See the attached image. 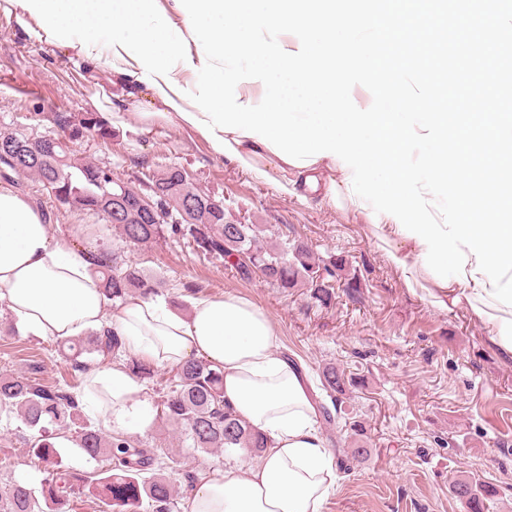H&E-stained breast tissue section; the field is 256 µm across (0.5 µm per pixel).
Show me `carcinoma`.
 I'll return each mask as SVG.
<instances>
[{"instance_id": "obj_1", "label": "carcinoma", "mask_w": 512, "mask_h": 512, "mask_svg": "<svg viewBox=\"0 0 512 512\" xmlns=\"http://www.w3.org/2000/svg\"><path fill=\"white\" fill-rule=\"evenodd\" d=\"M35 120H51L59 129L32 137L22 132H0V165L9 174H27L42 191L58 204L72 210L92 211L112 225L121 241L133 246H151L167 238L186 240L194 250L224 260V265L247 276L258 272L270 284L282 289L305 286L315 300L327 306L334 292L317 281L316 274L333 278L346 260L337 257L320 265L312 248L296 239L280 243L259 244V225L242 224L235 244L224 238V203L202 198L199 191L176 167L144 175L139 187L128 188L130 195L139 192L154 204L153 213L133 208L124 219H112V171L57 145L47 153H17L21 145H40L50 140L71 143L93 139L104 144L112 141V126L97 112L78 115L55 112L48 116L34 113ZM196 202V216L187 221L181 210L186 202ZM105 263L97 268L102 286L112 302L123 300L135 290L144 295L158 288L157 279L127 263L116 251L102 249ZM123 339L112 331L102 335L70 341L74 369H89L81 360L84 354L118 356ZM322 387L332 401L343 395L354 382L344 372L331 366L322 371ZM0 405L17 410L32 431L28 454L43 463L40 497L19 480L0 482V512H77L78 500L92 496L102 504V512H178L179 495L172 482L160 473L162 461L148 448H140L120 433L104 434L87 423L79 426L80 448L93 457H107L109 467L98 474H84L65 469L59 462L56 434L47 424H65L81 415L77 393L67 385L47 386L39 378L26 374L0 375ZM161 415L168 423L187 431L193 448L210 452L215 448H241L251 455L262 454L268 442L249 423L224 403L222 374L201 360H189L176 368L167 380L161 400ZM452 492L469 512H483L485 501L497 494L495 487L460 478Z\"/></svg>"}]
</instances>
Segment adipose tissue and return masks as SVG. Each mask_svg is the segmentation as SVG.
Listing matches in <instances>:
<instances>
[{
	"mask_svg": "<svg viewBox=\"0 0 512 512\" xmlns=\"http://www.w3.org/2000/svg\"><path fill=\"white\" fill-rule=\"evenodd\" d=\"M87 65L111 67L126 97L148 93L153 112L145 122L163 121L184 131L192 126L164 105L157 89L141 82L140 67L114 53L94 49ZM332 172L331 203L347 198L348 170L339 160L321 157L299 168L306 185L318 188ZM381 225L401 244L388 247L390 263L407 287L436 289L438 304L465 302L498 347L512 355V308L490 297L475 283L437 284L421 261L426 245L401 235L393 218ZM95 260L85 251L54 241L46 215L11 186L0 184V304L24 334L67 339L114 330L125 340V356L85 376L78 400L83 411L108 429L142 433L155 421L143 382L129 371L134 358L173 368L201 358L221 372L224 399L269 442L256 465H225L204 473L190 498V512H322L336 488V465L318 430V408L308 379L279 352V338L266 311L250 299L227 294L195 299L189 312L163 296L130 295L112 305L94 273Z\"/></svg>",
	"mask_w": 512,
	"mask_h": 512,
	"instance_id": "obj_1",
	"label": "adipose tissue"
}]
</instances>
